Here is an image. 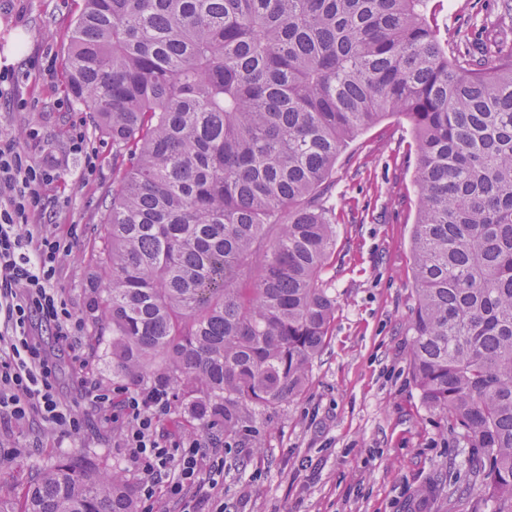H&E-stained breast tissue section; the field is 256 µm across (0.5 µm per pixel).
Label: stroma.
<instances>
[{
    "instance_id": "35a3bbf8",
    "label": "stroma",
    "mask_w": 512,
    "mask_h": 512,
    "mask_svg": "<svg viewBox=\"0 0 512 512\" xmlns=\"http://www.w3.org/2000/svg\"><path fill=\"white\" fill-rule=\"evenodd\" d=\"M503 0H443L430 17L449 50L466 51L481 34L512 40ZM81 0H0V69L18 81L0 100V132L36 129L32 153L67 157L45 192L44 220L76 230L79 246L60 285L86 320L87 370L58 360L64 399L80 383L112 381V357L95 346L88 317L91 250L112 191V142L62 90V60ZM81 128L98 157L82 180L71 154ZM415 145L406 120L386 117L362 131L336 164V252L325 277L336 298L330 340L312 364L304 392L274 409L252 408L244 447L224 456V512H474L481 487L469 471L475 454L459 430L427 405L412 381L408 326L414 304L410 231L415 218ZM81 430L62 443L38 421L0 427V473L43 468L79 452L101 471L127 473L114 434L82 404Z\"/></svg>"
}]
</instances>
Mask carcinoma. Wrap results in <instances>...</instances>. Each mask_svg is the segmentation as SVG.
<instances>
[{"mask_svg": "<svg viewBox=\"0 0 512 512\" xmlns=\"http://www.w3.org/2000/svg\"><path fill=\"white\" fill-rule=\"evenodd\" d=\"M430 0H83L64 91L112 138L90 313L123 385L166 390L219 446L302 394L336 298L340 152L415 139L412 379L512 512V43L448 57ZM81 454L0 483V512H137Z\"/></svg>", "mask_w": 512, "mask_h": 512, "instance_id": "cac0c4a2", "label": "carcinoma"}]
</instances>
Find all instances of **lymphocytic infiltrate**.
I'll use <instances>...</instances> for the list:
<instances>
[{
  "label": "lymphocytic infiltrate",
  "instance_id": "f902f5d3",
  "mask_svg": "<svg viewBox=\"0 0 512 512\" xmlns=\"http://www.w3.org/2000/svg\"><path fill=\"white\" fill-rule=\"evenodd\" d=\"M66 167L64 158L51 153L33 158L21 136L0 132V417L14 424L39 419L59 440L78 433L83 418L79 403L61 398L55 363L36 326L44 324L71 350L85 331L59 286L62 264L77 241L37 215L46 187ZM83 399L119 432L136 478L139 512H155L161 493L178 503L180 512H215L224 451L202 447L196 438L170 441L158 434V423L170 410L167 393L128 389L117 397L94 383Z\"/></svg>",
  "mask_w": 512,
  "mask_h": 512
}]
</instances>
